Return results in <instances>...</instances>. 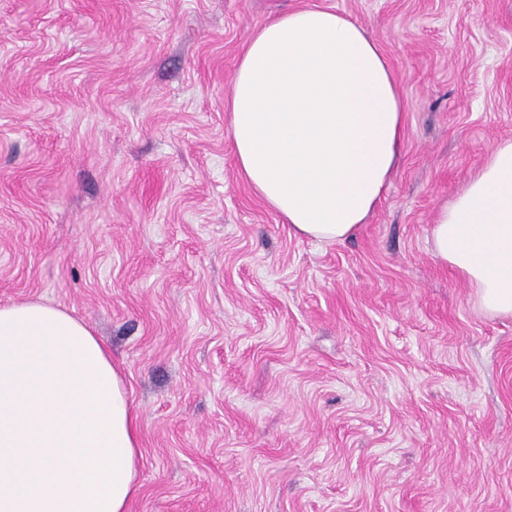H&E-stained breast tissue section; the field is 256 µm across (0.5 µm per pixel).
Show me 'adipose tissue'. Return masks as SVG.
Wrapping results in <instances>:
<instances>
[{
	"label": "adipose tissue",
	"instance_id": "1",
	"mask_svg": "<svg viewBox=\"0 0 512 512\" xmlns=\"http://www.w3.org/2000/svg\"><path fill=\"white\" fill-rule=\"evenodd\" d=\"M235 164L300 236L342 242L383 198L406 124L379 44L307 6L250 36L225 101ZM438 257L478 306L512 314V139L439 206ZM138 415L86 322L39 301L0 306V512H130Z\"/></svg>",
	"mask_w": 512,
	"mask_h": 512
}]
</instances>
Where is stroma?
I'll list each match as a JSON object with an SVG mask.
<instances>
[{
  "label": "stroma",
  "mask_w": 512,
  "mask_h": 512,
  "mask_svg": "<svg viewBox=\"0 0 512 512\" xmlns=\"http://www.w3.org/2000/svg\"><path fill=\"white\" fill-rule=\"evenodd\" d=\"M322 5L407 110L343 242L239 174L224 101L249 36ZM512 139V0H0V305L88 323L124 372L131 512H512V316L431 225Z\"/></svg>",
  "instance_id": "35a3bbf8"
}]
</instances>
